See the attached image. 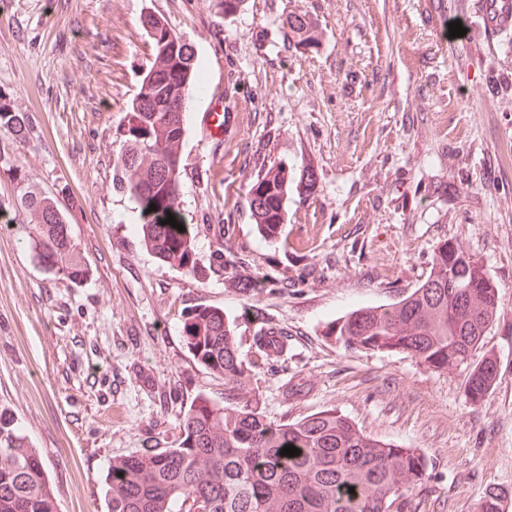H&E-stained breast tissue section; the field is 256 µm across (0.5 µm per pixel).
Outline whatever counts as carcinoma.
Listing matches in <instances>:
<instances>
[{
  "label": "carcinoma",
  "mask_w": 512,
  "mask_h": 512,
  "mask_svg": "<svg viewBox=\"0 0 512 512\" xmlns=\"http://www.w3.org/2000/svg\"><path fill=\"white\" fill-rule=\"evenodd\" d=\"M308 28L303 12L288 14V35ZM153 53L168 59L156 73L146 71L139 96L125 115L124 150L115 162L117 187L139 208L145 247L159 260L189 273L195 270L192 228L180 232L161 224L180 220L181 163L170 155L184 138L183 110L164 100L165 89L189 92L199 81L191 46L177 34L162 44L150 39ZM0 124L23 140L29 115L11 110L0 96ZM290 175L282 165L261 164L248 192L259 232L276 240L283 231ZM147 184L141 194L138 185ZM19 207L29 218V245L52 272L77 284L88 279L59 208L47 195L24 189ZM156 209L149 210L150 205ZM233 286L258 294L274 287L265 279L235 273ZM497 283L462 245L445 241L435 250L425 280L397 302L361 308L337 319L327 336L347 349L406 352L427 368L452 374L469 372L467 396L482 400L494 386L499 363L490 354L473 360V350L498 315ZM250 355L242 357L236 325L224 310L198 306L185 317L186 346L210 373L224 379L231 397L220 406L199 395L178 424L174 448H149L112 459L106 485L109 512H405L403 489L429 477L426 457L373 439L335 409L293 422L269 419L250 388L252 372L274 370L288 352V334L257 310L252 319ZM292 445L299 455L281 450ZM354 492H349V488ZM505 495L486 492L479 512H504ZM0 512H58L45 478L44 459L0 414Z\"/></svg>",
  "instance_id": "cac0c4a2"
}]
</instances>
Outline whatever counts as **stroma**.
<instances>
[{
  "mask_svg": "<svg viewBox=\"0 0 512 512\" xmlns=\"http://www.w3.org/2000/svg\"><path fill=\"white\" fill-rule=\"evenodd\" d=\"M479 3L243 0L226 16L215 0H0V94L33 118L22 141L0 125V413L42 453L58 512H107L112 458L171 447L198 395L223 403V380L184 341L183 316L200 305L235 320L244 355L254 310L287 332L286 361L252 378L270 419L333 407L374 439L420 449L430 477L405 489L412 512H478L493 488L512 512V30L491 35ZM298 10L313 50L288 44ZM148 13L192 46L206 91L180 147L191 274L147 251L114 179L125 113L154 61ZM457 13L470 19L458 46L443 34ZM218 109L220 134L206 127ZM263 162L293 174L275 241L248 206ZM23 185L66 215L91 270L83 283L35 259ZM222 219L219 241L210 227ZM447 240L500 286L474 352L496 354L499 373L478 402L466 371L325 336L417 288ZM220 247L280 289L229 288L211 266Z\"/></svg>",
  "mask_w": 512,
  "mask_h": 512,
  "instance_id": "obj_1",
  "label": "stroma"
}]
</instances>
